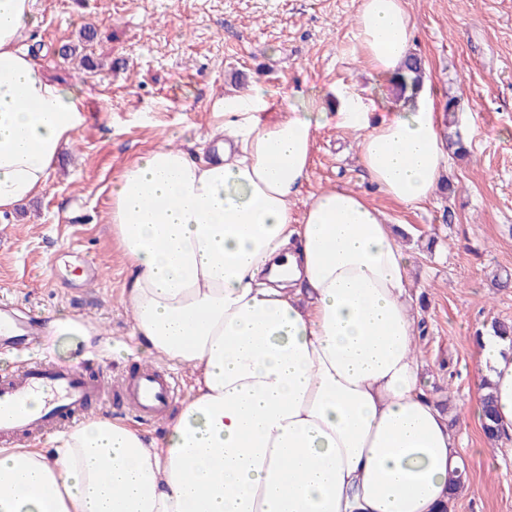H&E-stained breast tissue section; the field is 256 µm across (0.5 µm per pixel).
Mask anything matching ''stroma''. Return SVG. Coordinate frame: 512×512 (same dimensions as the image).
Here are the masks:
<instances>
[{"label": "stroma", "mask_w": 512, "mask_h": 512, "mask_svg": "<svg viewBox=\"0 0 512 512\" xmlns=\"http://www.w3.org/2000/svg\"><path fill=\"white\" fill-rule=\"evenodd\" d=\"M416 22L443 137H461L468 153L450 156L426 205L389 199L365 177L359 137L322 122L305 194L346 187L368 196L387 223L406 233L409 291L425 334L422 377L455 405L466 471L454 512H512V436L488 443L468 412L480 366L474 331L512 319V0H406ZM359 0H35L28 39L43 75L76 89L84 121L63 148L47 192L0 218V306L91 329L87 343L61 351L0 354V368L51 356L63 365L93 360L112 381L137 370L113 354L127 339L131 314L121 302L127 270L106 223L112 184L138 155L194 140L221 122L225 94L262 86V121L306 100L335 112V91L354 89L399 111L389 78L371 72L353 27ZM295 98H286L289 90ZM458 101L448 112V98ZM102 271L92 285L73 278L82 260Z\"/></svg>", "instance_id": "1"}]
</instances>
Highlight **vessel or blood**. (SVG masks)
Wrapping results in <instances>:
<instances>
[{"instance_id": "b4317fda", "label": "vessel or blood", "mask_w": 512, "mask_h": 512, "mask_svg": "<svg viewBox=\"0 0 512 512\" xmlns=\"http://www.w3.org/2000/svg\"><path fill=\"white\" fill-rule=\"evenodd\" d=\"M174 374L142 367L123 378L118 394L123 405L141 417H162L176 392ZM102 378L89 365L66 366L43 357L28 367L0 375V444L43 434L77 421L90 404L106 399ZM40 397L39 411H26L31 397Z\"/></svg>"}]
</instances>
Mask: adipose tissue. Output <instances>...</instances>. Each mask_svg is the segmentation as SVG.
I'll return each mask as SVG.
<instances>
[{"label":"adipose tissue","mask_w":512,"mask_h":512,"mask_svg":"<svg viewBox=\"0 0 512 512\" xmlns=\"http://www.w3.org/2000/svg\"><path fill=\"white\" fill-rule=\"evenodd\" d=\"M32 0H0V215L42 195L83 122L76 90L21 46ZM355 36L393 76L416 24L406 0H361ZM337 126L360 137L377 189L421 207L448 166L429 87L381 116L337 89ZM262 89L219 100L221 125L161 145L112 185L107 215L128 277V341L189 370L162 437L94 416L50 450L0 448V512H439L461 468L448 416L423 388L409 258L362 194L330 188L293 207L321 103L272 122ZM500 430L512 435V355L482 337Z\"/></svg>","instance_id":"obj_1"}]
</instances>
